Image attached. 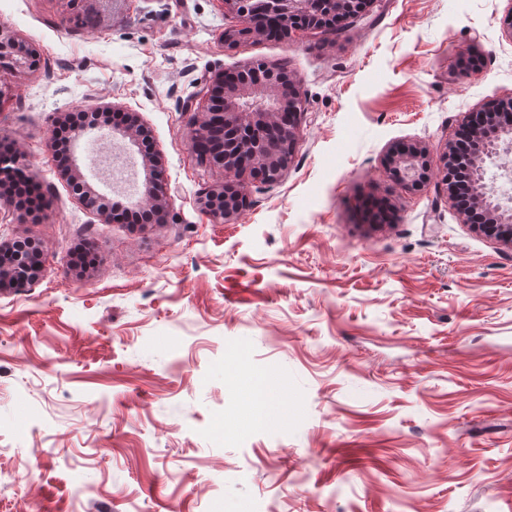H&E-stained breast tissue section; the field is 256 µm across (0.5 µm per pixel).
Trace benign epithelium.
Instances as JSON below:
<instances>
[{
	"label": "benign epithelium",
	"instance_id": "benign-epithelium-1",
	"mask_svg": "<svg viewBox=\"0 0 512 512\" xmlns=\"http://www.w3.org/2000/svg\"><path fill=\"white\" fill-rule=\"evenodd\" d=\"M319 0H260V7L236 13L239 29L226 33V40L234 41L235 33L264 34L271 27L279 25L293 33L306 28H316L339 33L356 22L371 0H326L335 13V26L309 21L316 11ZM36 54L23 41H0V63L10 73L15 69L33 66ZM304 112L303 95L299 81L292 74H281L273 69L266 76L240 78L236 75L219 73L214 76L206 94L201 115L195 118L197 125L191 142V149L202 158L216 151L213 135L219 128L224 130L222 157L228 177L235 176L242 154L250 157V167L257 170L268 181L278 179L288 168L296 144V133ZM129 123L123 131L132 145H138L146 128L140 123L137 114L127 113ZM288 119V133L283 148L269 147L261 140L243 137L271 126L281 119ZM469 133L468 143L472 149L460 150L452 143L437 161L430 160L426 149L416 145H394L390 148L386 162L388 172L398 178L407 189L423 186L430 181L432 173L443 174V185H449L448 168L463 167L480 172L479 189L473 192V209L483 212L484 224H474L472 228L512 248V205L501 202L502 197L512 196L498 189L495 184L486 183L487 164L495 161L502 150H512V100H494L484 108L470 114L464 125ZM146 173L144 190L140 194V206L153 210L156 223H167V206L170 199V182L161 155L155 152L142 155ZM59 171L71 182H80L85 193L79 200L89 210L97 212L105 224L112 223V211L101 204V198L88 182L75 154L65 161L58 162ZM242 193L235 190L232 181H227L224 189L205 197L200 209L215 220H224L241 211ZM31 264L23 259L15 261L8 268L0 266V288L21 287L34 279Z\"/></svg>",
	"mask_w": 512,
	"mask_h": 512
}]
</instances>
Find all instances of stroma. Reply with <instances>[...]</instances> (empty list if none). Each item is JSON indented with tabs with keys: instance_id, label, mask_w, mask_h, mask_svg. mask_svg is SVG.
<instances>
[{
	"instance_id": "obj_1",
	"label": "stroma",
	"mask_w": 512,
	"mask_h": 512,
	"mask_svg": "<svg viewBox=\"0 0 512 512\" xmlns=\"http://www.w3.org/2000/svg\"><path fill=\"white\" fill-rule=\"evenodd\" d=\"M511 12L374 0L337 36L230 45L224 0H0V38L39 57L0 85V142L45 198L27 217L0 201V241L41 253L0 289V471L35 474L0 486V512H512V249L439 178L408 190L385 164L397 144L441 155L512 98ZM256 62L300 82L297 147L216 221L199 200L227 175L192 153L185 105ZM96 106L148 129L166 223H102L59 173L57 121Z\"/></svg>"
}]
</instances>
